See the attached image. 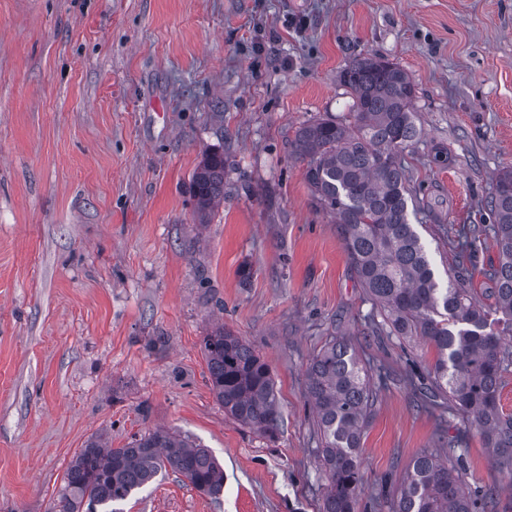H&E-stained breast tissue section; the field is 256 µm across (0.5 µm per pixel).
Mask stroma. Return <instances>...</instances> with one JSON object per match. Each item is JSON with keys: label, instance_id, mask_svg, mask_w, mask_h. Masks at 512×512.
<instances>
[{"label": "stroma", "instance_id": "1", "mask_svg": "<svg viewBox=\"0 0 512 512\" xmlns=\"http://www.w3.org/2000/svg\"><path fill=\"white\" fill-rule=\"evenodd\" d=\"M398 64L421 135L401 156L436 276L497 264L484 224L512 167V0H0V512H52L92 437L164 428L224 470L210 497L177 474L123 512H319L306 367L330 336L389 378L365 430L358 512H387L425 450L512 512L480 437L405 380L431 346L376 332L374 306L290 155L310 120L351 119L356 57ZM222 152L224 199L195 218L191 176ZM250 277H243V270ZM222 324L276 381L274 436L226 415L203 338Z\"/></svg>", "mask_w": 512, "mask_h": 512}]
</instances>
